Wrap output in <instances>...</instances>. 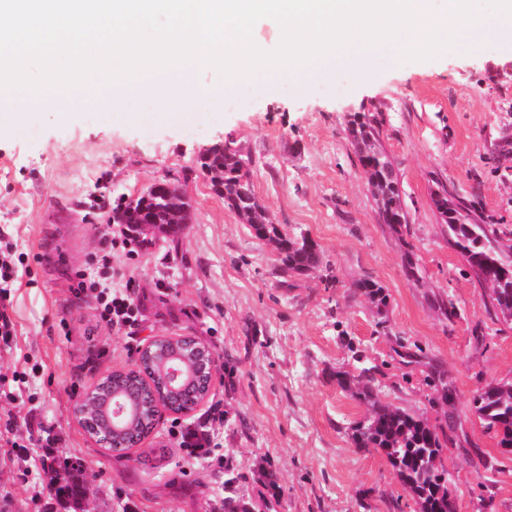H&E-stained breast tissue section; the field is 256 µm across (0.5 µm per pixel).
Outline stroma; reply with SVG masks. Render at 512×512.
Returning a JSON list of instances; mask_svg holds the SVG:
<instances>
[{
	"label": "stroma",
	"mask_w": 512,
	"mask_h": 512,
	"mask_svg": "<svg viewBox=\"0 0 512 512\" xmlns=\"http://www.w3.org/2000/svg\"><path fill=\"white\" fill-rule=\"evenodd\" d=\"M512 44L428 62L380 63L307 93L281 83L239 89L242 108L195 121L129 122L160 111L157 95L121 112L93 105L63 119L34 110L0 132V246L16 278L4 305L15 333L0 339V512H224V479L251 512H415L387 460L356 447L367 407L336 384L369 370L382 402L441 432L455 512H512V455L472 407L474 390L512 380V317L448 237L435 193L469 207L495 245H512ZM380 124L407 222L381 223L348 133L352 113ZM232 140L248 157L274 223L311 239L319 266L276 274L277 254L215 194L202 152ZM178 180L194 220L178 239L136 238L112 266L134 279L132 333L99 317L77 276L103 239L123 229L92 207L154 179ZM370 280L375 306L355 293ZM192 335L223 366L210 402H223L214 456H188L166 418L147 447L115 452L90 441L75 400L106 370L134 365L152 336ZM77 462L83 497L59 499L49 465ZM278 476L279 496L264 467Z\"/></svg>",
	"instance_id": "stroma-1"
}]
</instances>
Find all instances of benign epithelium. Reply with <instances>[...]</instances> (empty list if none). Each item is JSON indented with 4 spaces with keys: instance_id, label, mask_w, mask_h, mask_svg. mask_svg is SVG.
Returning a JSON list of instances; mask_svg holds the SVG:
<instances>
[{
    "instance_id": "7a95c632",
    "label": "benign epithelium",
    "mask_w": 512,
    "mask_h": 512,
    "mask_svg": "<svg viewBox=\"0 0 512 512\" xmlns=\"http://www.w3.org/2000/svg\"><path fill=\"white\" fill-rule=\"evenodd\" d=\"M162 361L159 388L141 389L133 408L112 395V371L74 404L75 418L96 444L119 450L143 448L168 416L192 414L210 396L217 354L195 336H151L140 347Z\"/></svg>"
}]
</instances>
